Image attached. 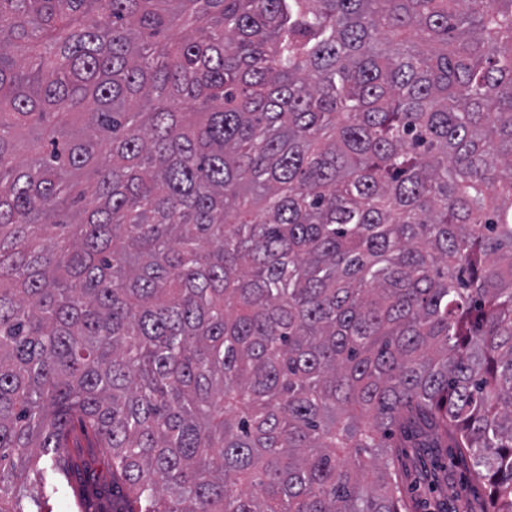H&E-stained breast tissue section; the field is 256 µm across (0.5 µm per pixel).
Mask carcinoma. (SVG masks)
Returning a JSON list of instances; mask_svg holds the SVG:
<instances>
[{"label":"carcinoma","instance_id":"1","mask_svg":"<svg viewBox=\"0 0 512 512\" xmlns=\"http://www.w3.org/2000/svg\"><path fill=\"white\" fill-rule=\"evenodd\" d=\"M84 173L85 185L75 181ZM512 512V0H0V512ZM67 453L74 461V473L72 483L83 484L92 474L101 485H108L112 481L109 468L110 448H100L96 442H90L84 438L78 440V444L69 448ZM412 446L392 448V469L408 512H481L487 489L472 478L467 456L452 454L449 448Z\"/></svg>","mask_w":512,"mask_h":512}]
</instances>
